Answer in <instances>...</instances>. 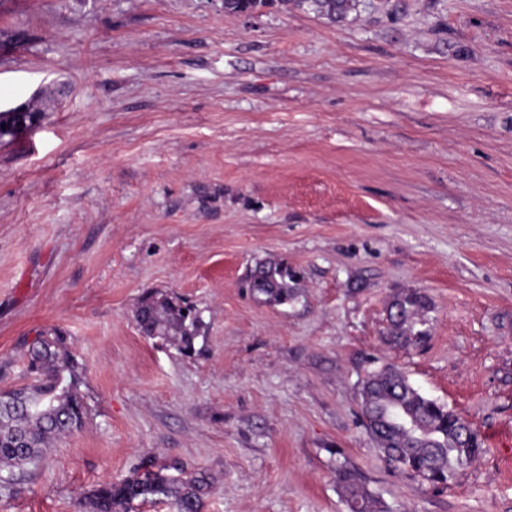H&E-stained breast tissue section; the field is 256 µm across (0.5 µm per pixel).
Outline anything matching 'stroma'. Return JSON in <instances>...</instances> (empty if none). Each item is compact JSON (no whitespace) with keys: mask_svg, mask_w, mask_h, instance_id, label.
<instances>
[{"mask_svg":"<svg viewBox=\"0 0 512 512\" xmlns=\"http://www.w3.org/2000/svg\"><path fill=\"white\" fill-rule=\"evenodd\" d=\"M0 390L68 336L83 427L0 482V512H81L145 465L209 478L202 512H347L339 465L388 512H512V0H369L336 24L222 0H0ZM300 271L295 300L243 289ZM195 307L191 354L141 295ZM425 294L429 340L381 336ZM398 364L487 451L444 490L361 422ZM248 274L246 285L250 294L258 301L282 305L293 300L298 275L288 265L280 262H260ZM135 320L144 337L173 346L181 354L192 352L200 336L201 320L195 309L159 291L142 296Z\"/></svg>","mask_w":512,"mask_h":512,"instance_id":"1","label":"stroma"}]
</instances>
